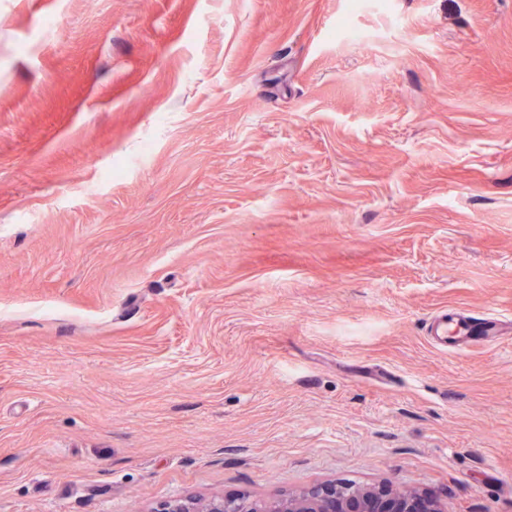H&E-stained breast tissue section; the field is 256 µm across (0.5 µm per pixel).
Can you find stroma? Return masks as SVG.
<instances>
[{"mask_svg":"<svg viewBox=\"0 0 512 512\" xmlns=\"http://www.w3.org/2000/svg\"><path fill=\"white\" fill-rule=\"evenodd\" d=\"M325 482L512 512V0H0V512ZM469 316L444 311L433 317L429 336L444 351L461 352L472 345V336L478 331Z\"/></svg>","mask_w":512,"mask_h":512,"instance_id":"stroma-1","label":"stroma"}]
</instances>
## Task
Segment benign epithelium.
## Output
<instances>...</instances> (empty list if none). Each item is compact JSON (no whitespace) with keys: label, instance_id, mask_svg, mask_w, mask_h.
I'll return each instance as SVG.
<instances>
[{"label":"benign epithelium","instance_id":"benign-epithelium-1","mask_svg":"<svg viewBox=\"0 0 512 512\" xmlns=\"http://www.w3.org/2000/svg\"><path fill=\"white\" fill-rule=\"evenodd\" d=\"M246 495L187 498L158 505L152 512H253ZM261 512H446L435 497L389 487L321 484L286 498L267 500Z\"/></svg>","mask_w":512,"mask_h":512}]
</instances>
